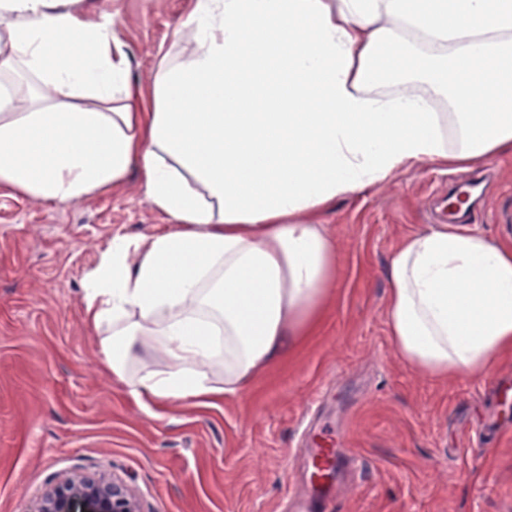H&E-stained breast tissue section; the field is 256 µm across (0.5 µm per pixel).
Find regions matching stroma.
<instances>
[{
	"mask_svg": "<svg viewBox=\"0 0 512 512\" xmlns=\"http://www.w3.org/2000/svg\"><path fill=\"white\" fill-rule=\"evenodd\" d=\"M111 15L130 77L150 86L160 47L189 0H85ZM494 174L473 230L500 238L491 211L512 206V156ZM451 168L422 163L338 202L324 222L339 263L330 313L285 365L218 402L138 405L105 364L83 315L84 279L114 237L167 229L137 172L116 192L67 206L0 186V512H37L70 475L120 478L141 512H279L301 453L303 414L349 427L364 466L331 512H512V421L487 390L512 357L433 380L405 362L386 325V264L397 238L430 229V194Z\"/></svg>",
	"mask_w": 512,
	"mask_h": 512,
	"instance_id": "stroma-1",
	"label": "stroma"
}]
</instances>
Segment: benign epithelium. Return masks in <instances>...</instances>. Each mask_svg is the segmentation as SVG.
<instances>
[{
    "instance_id": "1",
    "label": "benign epithelium",
    "mask_w": 512,
    "mask_h": 512,
    "mask_svg": "<svg viewBox=\"0 0 512 512\" xmlns=\"http://www.w3.org/2000/svg\"><path fill=\"white\" fill-rule=\"evenodd\" d=\"M78 500L88 503L90 512H140L136 498L119 479L77 475L47 489L38 512H72Z\"/></svg>"
}]
</instances>
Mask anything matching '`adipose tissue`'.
<instances>
[{
    "mask_svg": "<svg viewBox=\"0 0 512 512\" xmlns=\"http://www.w3.org/2000/svg\"><path fill=\"white\" fill-rule=\"evenodd\" d=\"M76 2L0 0V185L67 204L134 169L169 217L85 279L143 407L239 395L319 332L337 201L416 164L512 156V0H190L149 94L111 18ZM386 276L410 365L444 379L512 353V241L406 234ZM138 346L169 369L134 376Z\"/></svg>",
    "mask_w": 512,
    "mask_h": 512,
    "instance_id": "ef3b65f1",
    "label": "adipose tissue"
}]
</instances>
